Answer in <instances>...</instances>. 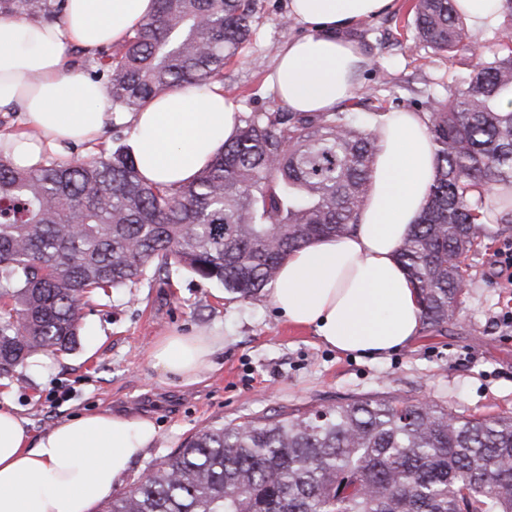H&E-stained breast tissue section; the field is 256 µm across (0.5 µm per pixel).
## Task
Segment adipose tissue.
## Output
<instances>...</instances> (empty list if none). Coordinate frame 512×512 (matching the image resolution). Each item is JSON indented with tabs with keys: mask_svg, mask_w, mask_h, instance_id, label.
I'll use <instances>...</instances> for the list:
<instances>
[{
	"mask_svg": "<svg viewBox=\"0 0 512 512\" xmlns=\"http://www.w3.org/2000/svg\"><path fill=\"white\" fill-rule=\"evenodd\" d=\"M394 0H290L292 19L309 29L279 50L268 76L292 112H333L353 95L364 63L347 35ZM154 0H70L63 22L0 18V108L22 112L27 128L0 132V151L19 165L43 151L95 145L113 120L132 128L128 142L140 176L162 188L191 180L231 141L240 125L221 87L166 90L133 112L111 115L102 88L68 72L66 47L92 52L122 42L148 17ZM435 177V147L417 112L382 118L371 189L353 230L290 253L270 296L289 324L347 355L379 359L410 345L422 325L415 288L397 259ZM220 333L171 332L152 366L192 386L216 366ZM158 437L154 421L103 410L59 421L32 436L28 419L0 405V512H89L119 489L135 460Z\"/></svg>",
	"mask_w": 512,
	"mask_h": 512,
	"instance_id": "ef3b65f1",
	"label": "adipose tissue"
}]
</instances>
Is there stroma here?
<instances>
[{
  "label": "stroma",
  "instance_id": "stroma-1",
  "mask_svg": "<svg viewBox=\"0 0 512 512\" xmlns=\"http://www.w3.org/2000/svg\"><path fill=\"white\" fill-rule=\"evenodd\" d=\"M409 5L395 0L351 31L369 59L357 88L375 89L389 112L414 111L419 91L446 95L472 64L418 45L407 25ZM307 32L289 18L288 0H258L251 37L224 68V93L239 112L273 108L266 84L272 62L288 39ZM489 231L469 255L457 322L421 329L417 341L384 359L325 347L312 330L289 325L269 293L244 301L175 266L167 277L97 294L84 310L80 346L52 356L47 371L24 367L0 382V404L16 407L36 436L100 410L154 419L158 439L131 467L127 490L199 430L283 410L388 396L425 399L465 417L512 415V284L496 263L497 250L512 242V224ZM174 330H214L226 340L216 370L191 387L151 365L155 340Z\"/></svg>",
  "mask_w": 512,
  "mask_h": 512
}]
</instances>
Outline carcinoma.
I'll return each instance as SVG.
<instances>
[{"label":"carcinoma","instance_id":"cac0c4a2","mask_svg":"<svg viewBox=\"0 0 512 512\" xmlns=\"http://www.w3.org/2000/svg\"><path fill=\"white\" fill-rule=\"evenodd\" d=\"M68 0H0V17L63 20ZM416 42L475 63L422 102L436 173L398 258L422 325L457 321L463 260L512 207V0L490 44L467 40L454 0H412ZM255 0H156L124 43L65 50L68 66L131 112L185 85H224L253 33ZM255 111L194 180L145 182L125 144L88 160L46 152L21 169L0 154V378L37 351L79 344L87 298L191 270L242 300L275 281L289 252L357 223L379 150L353 108ZM99 512H512V415L458 416L427 401L355 399L201 430Z\"/></svg>","mask_w":512,"mask_h":512}]
</instances>
